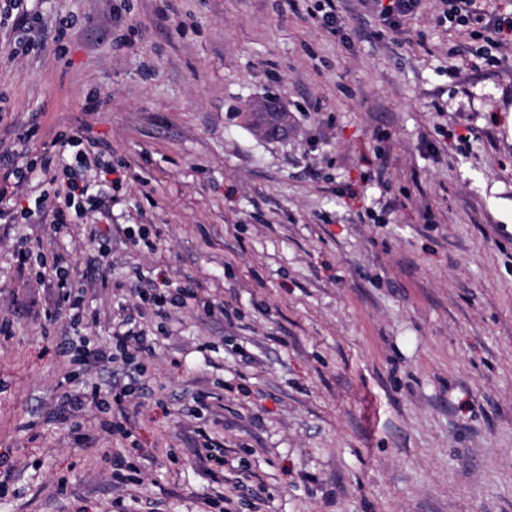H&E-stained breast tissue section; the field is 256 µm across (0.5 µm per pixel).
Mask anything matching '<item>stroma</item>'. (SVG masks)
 I'll return each mask as SVG.
<instances>
[{"instance_id": "obj_1", "label": "stroma", "mask_w": 512, "mask_h": 512, "mask_svg": "<svg viewBox=\"0 0 512 512\" xmlns=\"http://www.w3.org/2000/svg\"><path fill=\"white\" fill-rule=\"evenodd\" d=\"M112 3L29 0L45 47L25 54L0 29V145L103 142L113 223L157 244L0 221V512H512V43L490 65L440 0L399 32L340 0L344 41L284 0ZM271 97L287 136L255 122ZM21 239L42 246L24 265ZM59 265L99 317L90 349L127 317L166 327L128 436L105 404L50 418L109 380L42 326ZM139 272L197 303L159 320ZM203 432L222 462L197 458ZM103 448L138 466L133 492ZM100 393L101 386L96 383L65 393L55 406L56 417L62 421L69 420L73 417V412L80 411L86 402H98Z\"/></svg>"}]
</instances>
